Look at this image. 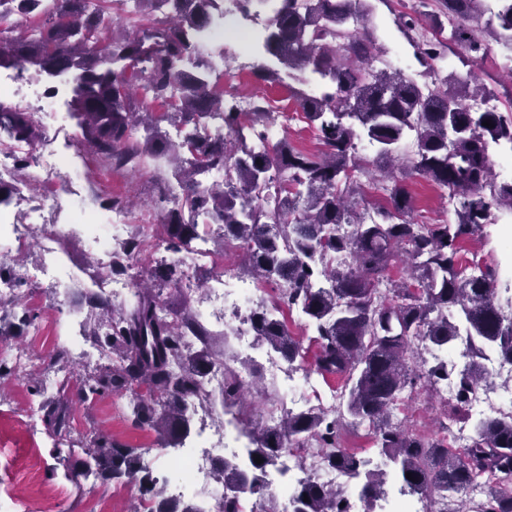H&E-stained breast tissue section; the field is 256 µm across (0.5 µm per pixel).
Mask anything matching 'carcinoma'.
<instances>
[{
    "label": "carcinoma",
    "instance_id": "1",
    "mask_svg": "<svg viewBox=\"0 0 512 512\" xmlns=\"http://www.w3.org/2000/svg\"><path fill=\"white\" fill-rule=\"evenodd\" d=\"M222 0H133L134 13L147 17L135 36L108 37L105 9L95 0H0V23L12 14L36 15L26 38L0 30V68L17 62L41 75L73 74L76 84L69 116L80 142L112 169H136L149 159L172 168L162 195L174 200L163 212L161 242L173 256L131 273L140 240L130 238L112 250V261L97 267L99 284L116 276L132 280L129 298L118 305L98 294L88 297L99 318L87 336L110 363L78 378L77 394L88 401L106 394L133 397L131 422L154 431L161 447H176L187 431L188 412L211 403L207 378L224 365L210 349L211 331L181 292L182 258L198 240L234 243L243 261L241 274L277 294L270 305L248 317L257 343L290 365L304 359L302 342L291 333L282 307L304 316L315 333L310 370L342 381L335 409L282 411L275 425L253 416L233 415L248 438L247 463L220 464L222 512H239L238 492L249 489L260 512H278L266 481L286 448L319 451L297 456L307 476L290 494L292 512H351L352 493L373 512L386 495L387 468L400 485L434 494L446 512H512V407L474 419V435L461 454L444 440L408 432L393 419L400 396L421 387L471 407L472 396L487 379L480 360L496 354L512 364V314L500 302L499 273L488 266L466 274L461 244L493 211L512 212V183H496L490 150L512 152V112L483 110L478 102L494 96L477 80L443 73L440 62L461 52L477 65L487 54V38L512 49V0H422L414 13L397 17L398 27L414 33L411 42L423 67L413 75L375 66L383 51L361 23L372 13L370 0H273V14L256 39L254 75L288 88L321 149H297L284 135L261 143L279 115L260 102L244 112L225 99L209 58L225 54L214 45V23ZM165 112L140 109L147 136L133 134L135 86ZM219 119L224 132L210 134ZM488 121L493 127L483 125ZM176 128L170 138L162 123ZM41 136L32 114L0 99V146L30 144ZM366 140L382 159L400 158L405 169L448 190L456 204L453 224L412 220L413 199L403 181L388 174L385 203L360 206L355 195L363 167L357 142ZM406 257L413 282L392 279L394 263ZM181 293L179 309L168 316L164 292ZM465 346L469 362L448 368L440 355ZM241 376L224 371V411L244 394ZM44 421L54 436L69 435L66 410L53 399L42 402ZM368 424L381 461L357 456L339 444L340 428ZM81 449L80 468L65 477L112 480L138 490L134 512H198L180 499L165 497L168 478L155 473L137 448L96 435L89 443L69 441L67 456ZM260 456L261 463L254 462ZM343 473L349 483L323 480L321 472ZM412 478H406V474ZM495 483L485 499L472 503L468 490L476 475Z\"/></svg>",
    "mask_w": 512,
    "mask_h": 512
}]
</instances>
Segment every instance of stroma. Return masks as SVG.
Listing matches in <instances>:
<instances>
[{
  "label": "stroma",
  "instance_id": "1",
  "mask_svg": "<svg viewBox=\"0 0 512 512\" xmlns=\"http://www.w3.org/2000/svg\"><path fill=\"white\" fill-rule=\"evenodd\" d=\"M415 0H375L374 12L367 27L374 43L384 48L383 61L391 68L413 75L419 65L405 35L397 28L398 14L410 11ZM233 53L224 67V88L248 100L284 112L291 143L306 151H317L320 144L286 87L257 80L253 74L255 58L251 45L230 42ZM53 79L28 70L18 85L14 105L31 112L41 127L43 138L31 146L28 167L12 170V178L26 180L30 185L31 200L43 194L48 178L71 183L73 200L86 211L106 215L110 196H122L132 202L129 221L119 230L120 239L132 236L157 239L161 214L160 185L163 178L153 163L147 162L133 170L110 169L100 164L92 154L77 157L75 142L78 130L68 124V135L56 137V125L50 113L40 111L45 92L53 86ZM54 149L70 156L71 166L55 170L43 167V151ZM404 183L410 192L415 221L440 224L455 219L454 206L444 190L424 178L413 175ZM67 249H60L56 238L44 234L20 247L15 241L0 238V275L11 279L17 268L40 266L46 253H55L58 259L54 277L33 279L18 283L15 296L20 302L37 304L40 314L30 325H22L12 309L0 311V350L4 358L0 366L12 370L10 381L0 382V437L6 441L0 446V512H130L136 501L135 488L112 481H86L82 488L65 479L64 469L52 455L54 440L41 419L42 396L34 395V386H41L44 396L61 398L69 407L70 436L74 439L94 434H105L118 443L140 449H150L159 463H169L182 455L184 449L197 445L204 429L224 420L221 395H214L208 411L192 415L189 432L177 448L160 447L153 431L132 425L127 416L129 397L112 394L92 402H78L75 393L76 375L93 369L103 361L99 351L86 341L81 325L90 317L87 298L95 292L92 275L97 255L88 237L81 231L67 235ZM512 258V244L501 236V227L489 224L483 236H475L462 245L461 261L476 260L483 266L503 268ZM66 349L62 361H55L59 349ZM33 356V363L17 369L14 353ZM264 392L252 394L243 404L246 412L264 415L297 393L295 383L282 377L264 373ZM450 395L419 394L402 396L395 416L417 434L434 435L440 422L453 413Z\"/></svg>",
  "mask_w": 512,
  "mask_h": 512
}]
</instances>
